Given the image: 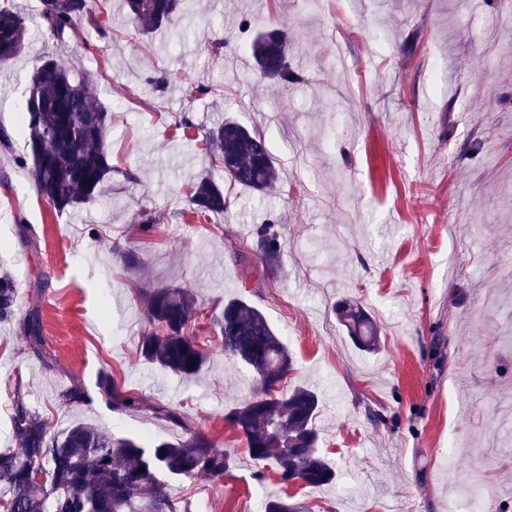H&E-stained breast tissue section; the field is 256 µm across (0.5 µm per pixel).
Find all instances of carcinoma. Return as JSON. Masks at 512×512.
<instances>
[{"instance_id":"1","label":"carcinoma","mask_w":512,"mask_h":512,"mask_svg":"<svg viewBox=\"0 0 512 512\" xmlns=\"http://www.w3.org/2000/svg\"><path fill=\"white\" fill-rule=\"evenodd\" d=\"M41 27L58 42L77 38L82 21L106 32V19L96 13L95 0H40ZM128 17L148 31L187 13L191 0H124ZM21 14L0 4V63L17 58L27 40ZM245 50L256 71L284 85L302 77L288 61V35L280 28L256 34ZM90 79L76 78L58 59L40 57L29 75L18 132L28 153L36 190L55 210H76L91 202L112 172L104 144L111 113L92 94ZM206 150H215L224 173L235 185L262 195L278 188V173L265 136L257 130L226 121L209 130ZM231 202L224 190L207 177L192 185L186 213L195 217L226 213ZM255 251L269 269L281 252V235L272 221L256 228ZM113 253L128 266L145 261L133 249L116 245ZM147 333L140 353L149 363L182 378H195L206 369L207 353L190 332L199 319L195 296L175 286L151 288L141 295ZM341 324L365 351L378 347V329L361 306L342 300L335 306ZM17 287L7 272L0 273V322L20 319L29 349L43 355L40 300H31L17 317ZM218 329L224 354L253 375L254 391L229 409L224 420L241 434L249 456L270 461L281 483L325 486L336 481V468L319 448L316 419L318 392L302 385H282L292 371V358L264 313L240 298L224 302L210 317ZM196 361L189 367L188 361ZM99 387L120 409L137 410L135 396L115 391L114 381L102 377ZM152 410L179 427L177 442L117 438L108 430L75 422L55 431L22 399H17L13 436L18 447L0 450V500L8 512H193L191 502L171 495L160 479L206 477L219 481L234 466V456L203 432L189 429L178 412L164 406ZM43 467L48 478L38 483L32 471ZM261 512H310L291 497L269 496Z\"/></svg>"}]
</instances>
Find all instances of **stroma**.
<instances>
[{"label":"stroma","instance_id":"stroma-1","mask_svg":"<svg viewBox=\"0 0 512 512\" xmlns=\"http://www.w3.org/2000/svg\"><path fill=\"white\" fill-rule=\"evenodd\" d=\"M189 16L154 32L123 0H99L107 33L86 26L60 44L37 22L40 0H12L33 29L25 52L0 65V261L27 310L41 296L50 361L32 353L18 322L0 323V448L12 447L16 399L53 429L75 422L117 437L174 441L183 431L153 408L175 409L236 458L223 480L172 479L200 512H260L293 495L312 512H512V7L493 0H193ZM279 23L303 83L259 76L242 47ZM416 36L414 54L404 44ZM53 53L91 75L111 112L112 174L100 195L58 212L20 164L16 136L26 78ZM202 86L189 97L188 88ZM192 140L175 134L181 118ZM231 118L266 136L280 191L263 199L231 184L200 143ZM207 176L232 200L229 215H187ZM151 216V232L139 221ZM274 219L283 236L276 273L254 250ZM133 247L143 267L112 255ZM192 290L197 342L210 356L186 380L140 355L139 288ZM241 298L278 329L294 361L290 382L316 388L320 447L335 484L282 485L253 461L224 414L249 374L224 357L209 316ZM357 301L379 329L358 349L333 311ZM142 410L112 409L101 375ZM81 382L89 402L65 400Z\"/></svg>","mask_w":512,"mask_h":512}]
</instances>
